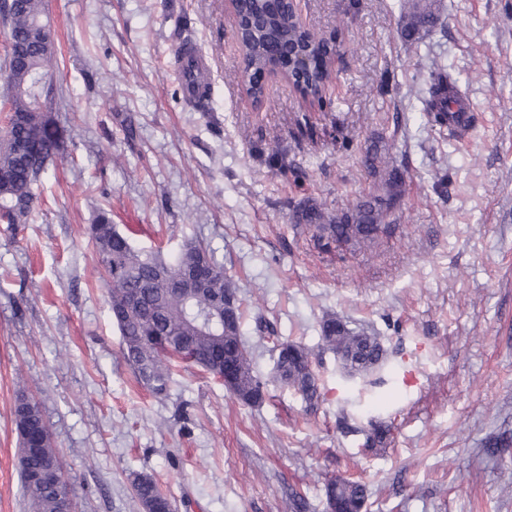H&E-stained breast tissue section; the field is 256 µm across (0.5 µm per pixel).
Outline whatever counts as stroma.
Wrapping results in <instances>:
<instances>
[{
	"label": "stroma",
	"instance_id": "obj_1",
	"mask_svg": "<svg viewBox=\"0 0 512 512\" xmlns=\"http://www.w3.org/2000/svg\"><path fill=\"white\" fill-rule=\"evenodd\" d=\"M349 2L299 3L302 23L342 46L325 102L303 101L274 74L258 104L240 87L227 0H48L51 115L65 150L34 186L29 223H0V512H31L13 422L21 392L41 407L75 512H142L138 473L174 512H289L294 490L309 512H326L325 486L338 476L367 485V512H512V0H442L445 30L416 49L399 36L393 0H357L351 17ZM184 34L207 61L206 113L181 88ZM434 61L469 84L481 119L468 141H442L424 124ZM300 112L335 124L345 147L296 144ZM396 112L413 168L397 230L374 247L318 253L283 199L336 208L367 193L361 153ZM260 142L287 147L308 180L284 188ZM438 172L444 201L432 190ZM100 208L163 258L189 241L214 250L269 382L261 406L196 367L174 368L164 399L138 383L86 235ZM332 314L379 333L381 385L348 377L324 347L320 324ZM260 318L275 335L257 331ZM279 339L314 355L324 401L313 413L272 380ZM344 416L381 424L383 446L364 451L362 436L342 432Z\"/></svg>",
	"mask_w": 512,
	"mask_h": 512
}]
</instances>
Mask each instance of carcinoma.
Here are the masks:
<instances>
[{
    "label": "carcinoma",
    "instance_id": "cac0c4a2",
    "mask_svg": "<svg viewBox=\"0 0 512 512\" xmlns=\"http://www.w3.org/2000/svg\"><path fill=\"white\" fill-rule=\"evenodd\" d=\"M400 37L419 46L440 21L438 0H399ZM46 0H11L0 18L7 28L8 46L0 63V104L8 112L0 136V221L25 224L34 210L33 185L41 173L64 150L63 132L51 116L55 88L49 67L55 57V33L44 23ZM236 35L243 56L242 87L255 100L263 97L268 74L279 71L303 98H322L321 90L331 77L330 63L340 56L334 37L320 36L297 21L290 0H236ZM303 56L308 66L297 68ZM197 98L191 105L208 110L209 86L193 74ZM422 112L427 127L444 141L457 139L455 129L474 128L479 121L460 78L444 66L428 72ZM467 106L464 122L449 118L451 104ZM391 134L377 133L361 155V165L372 190L341 209H330L310 197H290L283 202L288 221L309 234L313 247L330 253L342 244L375 246L387 237L400 219L405 201L406 179L412 175L408 155L398 147L400 114L393 116ZM327 130H319L303 114L296 118L292 137L301 143L317 142ZM269 169L285 183L300 186L308 173L280 145L258 148ZM86 233L99 257L108 286L112 321L121 334V352L139 383L152 396L169 395L173 362L186 363L222 381L224 363L236 364L238 374L230 392L243 404L259 406L266 384L255 374L242 341L243 311L237 292L224 275V264L213 251L197 241L183 245L176 259L137 249L130 234L112 224V213L98 210ZM199 264L211 275L201 288L186 295L173 289L171 277ZM141 294L139 308H127L130 293ZM323 344L342 348L351 355L349 373L368 378L386 362L387 349L373 329H353L335 315L320 325ZM275 377L315 409L324 401L318 377L310 368L312 352L294 341L275 346ZM14 422L19 436V474L34 512H64L69 497L56 448L39 406L18 398ZM346 433L365 437L363 447L372 448L383 439L379 428L366 430L342 417ZM142 512H173L172 502L154 477L139 474L131 482ZM332 494L348 512H361L368 498L365 484L350 479L331 486Z\"/></svg>",
    "mask_w": 512,
    "mask_h": 512
}]
</instances>
